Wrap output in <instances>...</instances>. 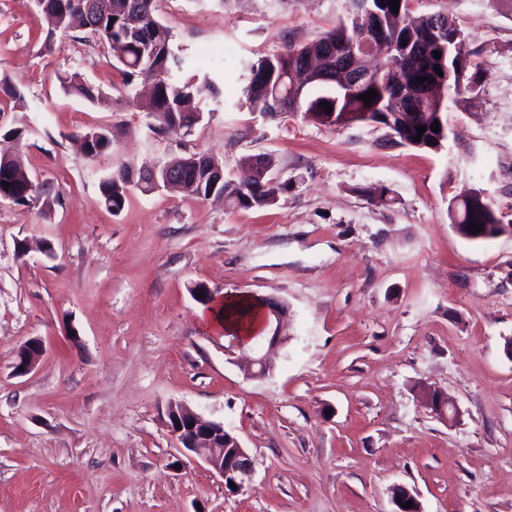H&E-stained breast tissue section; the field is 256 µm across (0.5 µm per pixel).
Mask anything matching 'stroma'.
Here are the masks:
<instances>
[{"label":"stroma","mask_w":512,"mask_h":512,"mask_svg":"<svg viewBox=\"0 0 512 512\" xmlns=\"http://www.w3.org/2000/svg\"><path fill=\"white\" fill-rule=\"evenodd\" d=\"M186 65L223 103L195 102L191 130L150 118L94 42L46 30L33 0H0V134L25 136L22 162L58 198L0 202V512H394L409 489L421 512H512V235L459 237L454 195L483 189L512 222V0H417L455 20L484 72L478 99L450 106L456 137L438 152L372 126L329 127L243 106L249 64L332 29L347 0H158ZM106 97L64 94L57 73ZM111 128L112 154L88 158L77 134ZM234 177L271 155L285 191L268 206L167 190L128 193L109 212L99 183L124 161L161 164L183 147ZM387 190L390 204L372 194ZM273 295L288 305L272 371L246 378L231 341L200 323L191 293ZM39 340L34 368L19 349ZM428 386L455 425L420 400ZM180 402L223 423L254 460L227 493L198 461L177 467L164 423ZM424 405L434 415L448 425H454L459 418V411L456 405L448 399V396L436 389H430L425 394Z\"/></svg>","instance_id":"35a3bbf8"}]
</instances>
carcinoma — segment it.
Instances as JSON below:
<instances>
[{
  "mask_svg": "<svg viewBox=\"0 0 512 512\" xmlns=\"http://www.w3.org/2000/svg\"><path fill=\"white\" fill-rule=\"evenodd\" d=\"M156 0H40L38 18L46 29V44H51L58 33L67 34L79 28L108 48L110 56L121 66L123 85L132 88L139 83L150 85L152 92L145 105L154 124V132L169 129H191L202 119V115L184 114L181 104L188 101L193 92L206 91L217 99L220 97L215 82L205 73L198 83L179 86L172 81V74L184 68L185 60L171 46L170 30L156 18ZM348 17L318 38L303 44H290L283 51L263 58L250 65V79L244 88L245 105L251 112H259L275 118L294 108L285 106L280 94L287 90L286 76L294 75L304 87L301 106L305 113L326 126L350 127L355 125L381 126L388 130L389 137L419 150H440L448 141V101L459 103L465 96L482 92L481 68H468L461 73L448 76V54L442 46L448 45V34L457 35L455 47L473 57L478 52L468 49L465 38L455 21L445 15L409 16L405 2H400L399 12L391 9V0H377L375 5L386 22L387 54L382 65L396 69L412 80L421 76H437L435 67L443 72V90L439 97L428 101L429 121L405 117V102L412 94L398 96L383 82L369 79L357 87H340V81L328 82L321 77L298 67V59L321 54L326 49L344 52L355 39L368 33L366 15L361 9V0H349ZM441 52L440 58L434 52ZM63 92L88 102L101 99L102 91L76 74L57 76ZM377 96L370 105L359 99L369 89ZM5 96L16 105H23V91L8 77H0V96ZM333 107L332 115L321 103ZM440 123V131L434 132L433 122ZM428 124L429 128L418 136L417 126ZM23 132L9 130L0 136L6 148L0 150V200L15 204H27L43 198V205H50V190L39 184L26 188V170L17 151ZM82 148L86 156L96 158L112 149V130L105 127L91 129L81 134ZM171 170L179 174L175 189L198 198L224 194V201L232 208L262 207L272 203L286 185L272 184L269 172L272 158L266 154L254 155L242 164L234 180H221L212 173L211 159L202 152H188L170 162ZM147 163L137 166L123 163L112 175L100 182L99 189L105 206L114 213L122 210L127 193L139 187L140 173ZM8 186H3V183ZM472 208L468 218L457 224L456 233L463 239L488 241L504 233L499 214L493 201L477 197L480 188H470ZM478 222L483 231L476 234L469 224Z\"/></svg>",
  "mask_w": 512,
  "mask_h": 512,
  "instance_id": "obj_1",
  "label": "carcinoma"
}]
</instances>
